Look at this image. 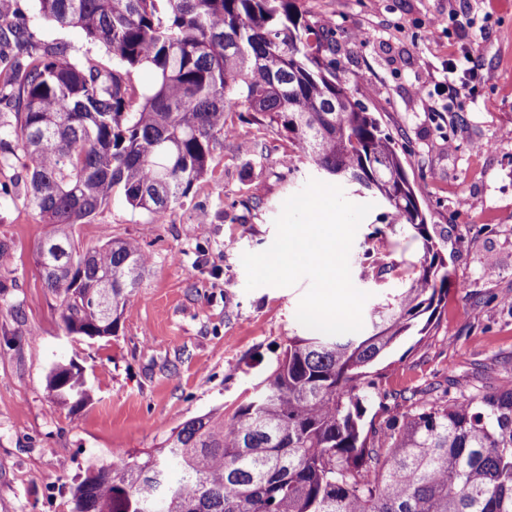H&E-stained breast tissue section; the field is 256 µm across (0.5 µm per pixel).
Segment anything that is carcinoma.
Listing matches in <instances>:
<instances>
[{"label":"carcinoma","instance_id":"cac0c4a2","mask_svg":"<svg viewBox=\"0 0 512 512\" xmlns=\"http://www.w3.org/2000/svg\"><path fill=\"white\" fill-rule=\"evenodd\" d=\"M41 20L80 29L108 66L42 43L29 14L0 13V171L25 159L3 200L51 226L37 248L69 335L114 336L149 263L132 238L84 249L74 226L117 200L164 221L236 134L233 112L288 138V166L357 185L385 208L362 262L408 287L371 308L363 330L295 336L229 420L188 419L160 446L90 472L74 512H512V387L416 400L364 422L366 369L422 322L450 286L395 140L356 94L336 87V29L303 0H37ZM142 69L154 74L134 84ZM0 241V293L13 287ZM51 395L91 399L81 368L59 366Z\"/></svg>","mask_w":512,"mask_h":512}]
</instances>
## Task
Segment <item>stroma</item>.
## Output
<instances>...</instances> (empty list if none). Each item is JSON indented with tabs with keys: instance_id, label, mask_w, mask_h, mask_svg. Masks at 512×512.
Listing matches in <instances>:
<instances>
[{
	"instance_id": "35a3bbf8",
	"label": "stroma",
	"mask_w": 512,
	"mask_h": 512,
	"mask_svg": "<svg viewBox=\"0 0 512 512\" xmlns=\"http://www.w3.org/2000/svg\"><path fill=\"white\" fill-rule=\"evenodd\" d=\"M336 28V74L406 153L409 179L432 234L447 238L452 279L426 333L407 337L371 369L378 392L368 418L406 412L411 392L462 399L512 384V0H305ZM451 11L452 37L431 36L429 18ZM42 41L73 58L106 59L76 28L37 22ZM464 48L479 79L469 111L436 87L442 62ZM237 137L214 151L211 170L166 223L116 204L75 227L83 247L133 237L151 263L117 335H65L58 301L44 286L36 249L47 227L22 204L0 206V239L13 246L16 282L0 294V512H73L88 472L159 447L171 429L245 403L293 336L310 282L246 288L243 253L276 237L286 199L312 179L281 165L289 143L270 127L236 118ZM256 148L260 161L246 165ZM374 206L349 253L368 305L398 287L365 276ZM79 365L93 399L74 408L50 400L54 364Z\"/></svg>"
}]
</instances>
